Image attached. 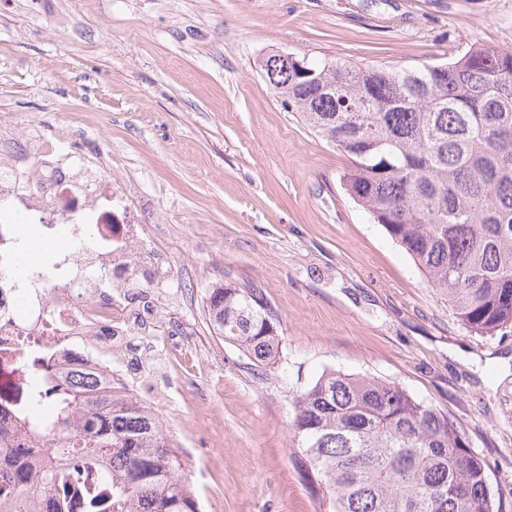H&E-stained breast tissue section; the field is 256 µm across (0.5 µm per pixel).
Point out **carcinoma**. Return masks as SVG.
<instances>
[{"mask_svg": "<svg viewBox=\"0 0 512 512\" xmlns=\"http://www.w3.org/2000/svg\"><path fill=\"white\" fill-rule=\"evenodd\" d=\"M264 55L289 109L348 156L345 188L448 297L470 333L512 326V48L444 63ZM217 334L258 371L282 338L262 292L209 289ZM298 467L326 512H506L448 412L374 377L325 370L289 398ZM157 414L76 373L53 412L0 423V512H200Z\"/></svg>", "mask_w": 512, "mask_h": 512, "instance_id": "carcinoma-1", "label": "carcinoma"}]
</instances>
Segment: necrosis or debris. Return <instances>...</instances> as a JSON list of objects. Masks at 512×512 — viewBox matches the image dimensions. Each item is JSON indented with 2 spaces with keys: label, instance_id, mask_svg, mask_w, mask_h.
I'll return each instance as SVG.
<instances>
[{
  "label": "necrosis or debris",
  "instance_id": "4bbe7bcc",
  "mask_svg": "<svg viewBox=\"0 0 512 512\" xmlns=\"http://www.w3.org/2000/svg\"><path fill=\"white\" fill-rule=\"evenodd\" d=\"M0 360L22 352L67 349L47 367L24 365L0 373V384L34 386L43 374L68 378L104 372L88 355L91 341L111 348L106 329L126 322L116 288L128 270L124 257L134 231L112 200V182L82 169L75 155L35 148L27 136L0 137ZM33 228L41 241L63 237L44 267L21 269V238Z\"/></svg>",
  "mask_w": 512,
  "mask_h": 512
}]
</instances>
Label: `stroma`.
<instances>
[{
	"label": "stroma",
	"instance_id": "35a3bbf8",
	"mask_svg": "<svg viewBox=\"0 0 512 512\" xmlns=\"http://www.w3.org/2000/svg\"><path fill=\"white\" fill-rule=\"evenodd\" d=\"M512 48V0H0V125L38 121L103 169L155 273L154 333L119 378L158 408L202 512H322L288 400L323 370L449 411L512 495V328L447 297L343 189L351 163L260 72L279 50L418 64ZM260 288L282 337L260 373L218 338L210 288Z\"/></svg>",
	"mask_w": 512,
	"mask_h": 512
}]
</instances>
